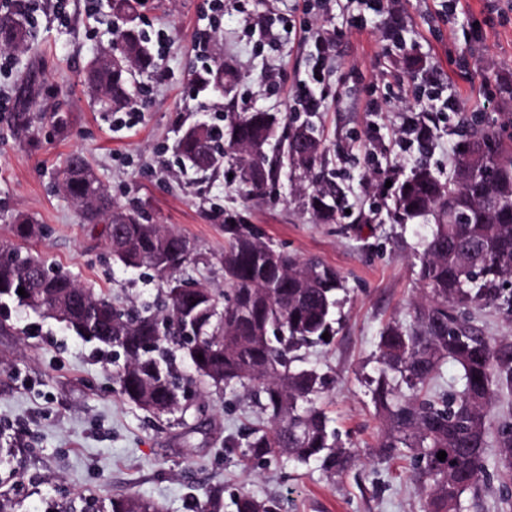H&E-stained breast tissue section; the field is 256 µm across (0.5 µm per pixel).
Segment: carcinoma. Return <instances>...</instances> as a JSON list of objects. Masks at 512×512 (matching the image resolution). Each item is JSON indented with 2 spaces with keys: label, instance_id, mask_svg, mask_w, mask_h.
Masks as SVG:
<instances>
[{
  "label": "carcinoma",
  "instance_id": "cac0c4a2",
  "mask_svg": "<svg viewBox=\"0 0 512 512\" xmlns=\"http://www.w3.org/2000/svg\"><path fill=\"white\" fill-rule=\"evenodd\" d=\"M121 63H88L85 86L106 112L143 102L137 75L156 66L139 26V0H111ZM35 38L26 11L0 15V50L28 47ZM233 72L216 61L197 76L203 90L224 91ZM224 124L194 125L179 138L183 164L207 173L235 164L244 191L259 198L276 182L283 166L302 172L310 192L305 207L319 224H334L349 208L334 180L326 147L312 121L293 126L278 112H226ZM462 149L448 176L417 165L391 185L388 215L397 224H426L418 241L421 300L411 322H393L381 332L377 376L369 380L383 423L376 454L394 458L407 451L418 480L428 487L424 512H463L462 495L487 478L490 441L502 449L512 472V414L490 428L487 416L496 398L512 394V339H495L470 324L465 313L493 305L512 311V132L475 112L459 117ZM60 188L79 207L85 224H102L112 259L127 268H146L161 281L162 309L129 307L76 284L50 269L24 247L34 238L28 219L18 220L19 243H0L16 261L0 266V300H15L35 311L44 297L59 304L61 322L122 351L116 372L120 394L154 415L188 412L185 395L203 388L240 386L267 415L252 428L246 455L268 462L286 457L322 462L330 473L353 461L339 444L331 419L318 406L326 379L299 365V351L331 344L335 309L344 290L335 268L318 259L299 261L263 240L240 211L224 212V296L211 290L175 289L169 278L196 260L186 236L125 213L122 224L108 223L112 197L80 154L60 170ZM24 288L26 296L18 294ZM329 334L323 339V334ZM203 355L198 359L197 355ZM194 376L185 378L177 359ZM452 361L461 370L462 389L448 392L438 379ZM447 453L445 460L437 453ZM236 512H282L272 499L243 494ZM111 512H159L149 498L113 500Z\"/></svg>",
  "mask_w": 512,
  "mask_h": 512
}]
</instances>
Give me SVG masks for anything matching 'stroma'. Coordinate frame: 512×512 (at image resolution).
Segmentation results:
<instances>
[{
  "label": "stroma",
  "mask_w": 512,
  "mask_h": 512,
  "mask_svg": "<svg viewBox=\"0 0 512 512\" xmlns=\"http://www.w3.org/2000/svg\"><path fill=\"white\" fill-rule=\"evenodd\" d=\"M36 32L30 49L0 60V242L12 239L15 215L41 228L29 246L79 285L129 306L157 300L153 272L113 261L100 226L81 223L76 205L57 183L64 159L82 154L121 210L137 209L151 223L191 239L201 256L181 275L224 291V227L218 209L244 210L265 241L301 260L316 258L344 280L336 339L303 350L304 365L328 378L320 403L343 446L359 451L341 474L320 462L245 464V433L266 416L243 390H208L204 412L184 422L139 410L119 392L112 350L78 336L55 319L15 302L0 306V445L15 449L0 464V502L14 512H47L65 500L81 512L91 496L102 503L139 494L163 512H201L218 495L217 512H236L240 494L285 502L288 512H421V489L408 459L376 458L382 423L365 384L375 375L381 330L409 322L418 298L415 248L423 228L392 223L387 180L427 163L447 175L458 137V116L442 109L455 100L466 112L491 119L512 116V100L485 107L486 86L512 87V0H460L456 12L438 0H401L407 27L388 37L382 14L359 0H142L140 25L157 67L138 78L147 106L136 126L122 112H103L82 74L111 48L117 20L100 0H23ZM263 16L271 34L249 20ZM332 38L323 84L310 80L317 62L315 36ZM422 62L411 70L408 56ZM232 62L226 96L197 93L204 65ZM279 75L265 88L267 73ZM436 85L437 100L422 94ZM321 97L315 120L328 157L351 188L350 214L315 223L303 207L308 184L282 175L264 198L241 193L223 174L199 177L174 153L188 127L212 123L227 110L263 109L302 115L298 92ZM28 94L49 121L19 129L17 98ZM435 127L433 147L420 154L405 145L406 121ZM487 480L465 494L467 512H512L505 494L501 451L485 453Z\"/></svg>",
  "instance_id": "1"
}]
</instances>
